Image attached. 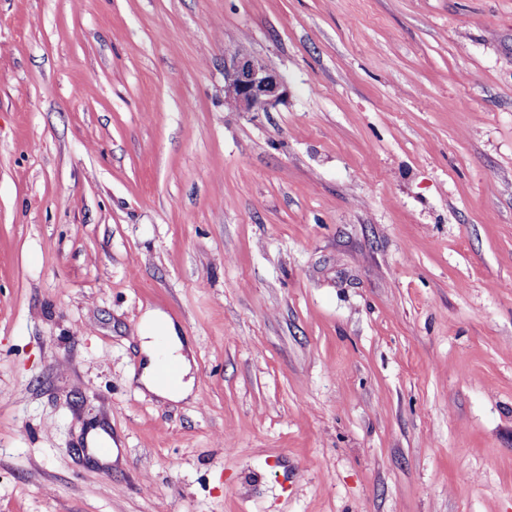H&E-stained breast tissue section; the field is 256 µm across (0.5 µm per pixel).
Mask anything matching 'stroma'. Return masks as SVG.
Segmentation results:
<instances>
[{
    "label": "stroma",
    "instance_id": "35a3bbf8",
    "mask_svg": "<svg viewBox=\"0 0 512 512\" xmlns=\"http://www.w3.org/2000/svg\"><path fill=\"white\" fill-rule=\"evenodd\" d=\"M0 512H512V0H0ZM288 97L281 77L247 45L224 56V98L239 112H268ZM138 333L141 350L147 359L141 378L143 385L153 394L170 401L188 397L193 390V377H189L192 365L172 319L158 310L147 311L141 318ZM168 361L176 362L179 367L180 377L176 385L166 384L158 378L161 366Z\"/></svg>",
    "mask_w": 512,
    "mask_h": 512
}]
</instances>
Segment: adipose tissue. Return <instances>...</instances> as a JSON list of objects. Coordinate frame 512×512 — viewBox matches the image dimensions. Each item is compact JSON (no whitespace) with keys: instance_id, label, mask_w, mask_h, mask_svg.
<instances>
[{"instance_id":"adipose-tissue-1","label":"adipose tissue","mask_w":512,"mask_h":512,"mask_svg":"<svg viewBox=\"0 0 512 512\" xmlns=\"http://www.w3.org/2000/svg\"><path fill=\"white\" fill-rule=\"evenodd\" d=\"M138 333L141 350L147 359L141 378L143 385L153 394L170 401L188 397L193 390L192 365L172 319L158 310L147 311L141 318ZM170 361L176 362L180 371V379L174 385L158 378L161 366Z\"/></svg>"}]
</instances>
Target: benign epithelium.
Here are the masks:
<instances>
[{
  "label": "benign epithelium",
  "mask_w": 512,
  "mask_h": 512,
  "mask_svg": "<svg viewBox=\"0 0 512 512\" xmlns=\"http://www.w3.org/2000/svg\"><path fill=\"white\" fill-rule=\"evenodd\" d=\"M288 97L281 77L247 45L224 56V98L239 112H267Z\"/></svg>",
  "instance_id": "1"
}]
</instances>
